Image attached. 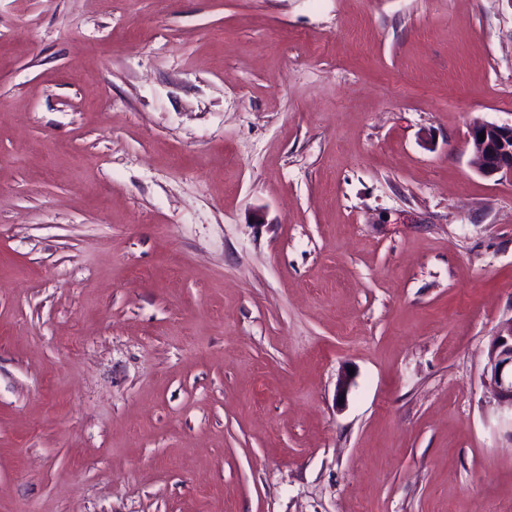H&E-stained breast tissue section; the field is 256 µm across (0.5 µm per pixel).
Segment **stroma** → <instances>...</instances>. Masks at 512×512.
Segmentation results:
<instances>
[{"instance_id": "1", "label": "stroma", "mask_w": 512, "mask_h": 512, "mask_svg": "<svg viewBox=\"0 0 512 512\" xmlns=\"http://www.w3.org/2000/svg\"><path fill=\"white\" fill-rule=\"evenodd\" d=\"M475 120L512 0H0V512H512Z\"/></svg>"}]
</instances>
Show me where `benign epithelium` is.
Returning <instances> with one entry per match:
<instances>
[{
    "label": "benign epithelium",
    "mask_w": 512,
    "mask_h": 512,
    "mask_svg": "<svg viewBox=\"0 0 512 512\" xmlns=\"http://www.w3.org/2000/svg\"><path fill=\"white\" fill-rule=\"evenodd\" d=\"M480 133L485 134L482 141ZM467 137L479 173L486 177L512 176V123L475 120L468 127ZM483 385L499 401L512 406V321L504 324L489 343Z\"/></svg>",
    "instance_id": "obj_1"
}]
</instances>
